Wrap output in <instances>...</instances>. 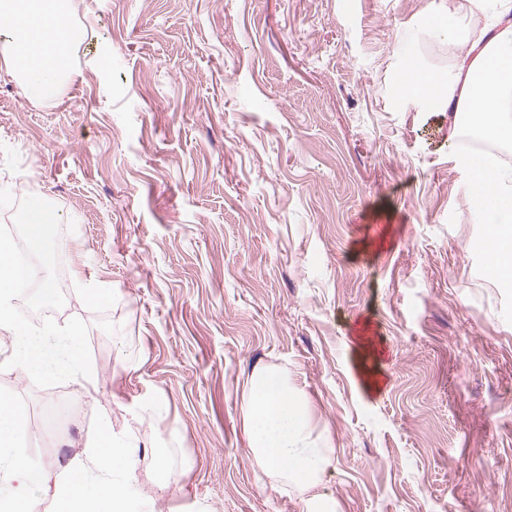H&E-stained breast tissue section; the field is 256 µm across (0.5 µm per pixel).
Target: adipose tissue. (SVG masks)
Returning a JSON list of instances; mask_svg holds the SVG:
<instances>
[{
	"mask_svg": "<svg viewBox=\"0 0 512 512\" xmlns=\"http://www.w3.org/2000/svg\"><path fill=\"white\" fill-rule=\"evenodd\" d=\"M483 25L458 64L461 85H442L424 68L404 69L401 83L413 100L438 112L466 114L488 138L512 143V0H478ZM70 0H0V61L32 99L54 102L72 76L71 48L80 33ZM469 175L468 201L487 224L490 278L512 281V165L492 153H461ZM240 412L247 446L257 463L316 489L333 454L316 427L305 395L277 366L253 368L241 385ZM23 424L11 397L0 395V512H40L34 492L45 471L22 456ZM84 467L58 484L52 512H128L124 478L133 477V437L102 427L88 441Z\"/></svg>",
	"mask_w": 512,
	"mask_h": 512,
	"instance_id": "ef3b65f1",
	"label": "adipose tissue"
}]
</instances>
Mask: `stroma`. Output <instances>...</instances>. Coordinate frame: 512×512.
I'll return each instance as SVG.
<instances>
[{
	"mask_svg": "<svg viewBox=\"0 0 512 512\" xmlns=\"http://www.w3.org/2000/svg\"><path fill=\"white\" fill-rule=\"evenodd\" d=\"M70 19L57 102L0 64V223L30 194L56 205L52 317L88 324L96 374L41 388L0 345L42 512L104 422L140 439L141 512H308L243 435L238 390L263 364L333 442L330 512H512V283L485 272L447 113L399 85L414 46L454 80L431 48L465 47L473 0H75ZM69 400L78 416L46 420Z\"/></svg>",
	"mask_w": 512,
	"mask_h": 512,
	"instance_id": "obj_1",
	"label": "stroma"
}]
</instances>
